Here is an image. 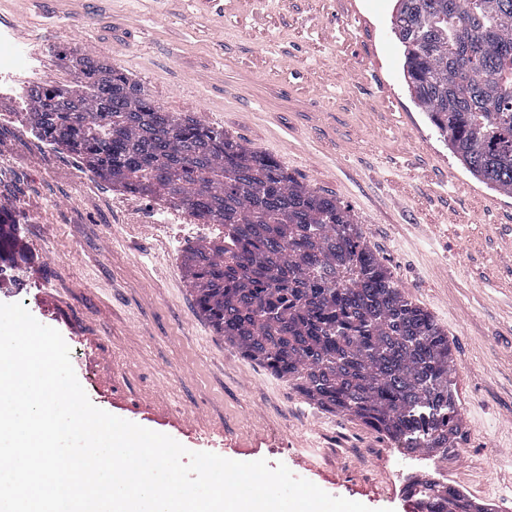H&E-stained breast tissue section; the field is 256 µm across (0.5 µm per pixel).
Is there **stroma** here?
Returning a JSON list of instances; mask_svg holds the SVG:
<instances>
[{"label": "stroma", "instance_id": "stroma-1", "mask_svg": "<svg viewBox=\"0 0 512 512\" xmlns=\"http://www.w3.org/2000/svg\"><path fill=\"white\" fill-rule=\"evenodd\" d=\"M396 0H0V215L16 242L0 303L56 328L90 401L191 451L285 464L373 512H406L401 476L441 473L512 512V197L481 183L415 105ZM53 13L75 42L47 43ZM124 67L166 111L271 155L349 210L404 296L448 333L464 439L410 454L225 344L181 261L217 237L159 198L88 172L23 121L24 86L76 82L72 45Z\"/></svg>", "mask_w": 512, "mask_h": 512}]
</instances>
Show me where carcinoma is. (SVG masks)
<instances>
[{
	"label": "carcinoma",
	"instance_id": "carcinoma-1",
	"mask_svg": "<svg viewBox=\"0 0 512 512\" xmlns=\"http://www.w3.org/2000/svg\"><path fill=\"white\" fill-rule=\"evenodd\" d=\"M392 32L416 104L478 180L512 197V0H397ZM73 88L27 89L26 121L128 193L158 196L224 236L188 247L198 313L312 405L409 453L448 458L464 433L443 330L408 301L336 198L185 112L87 49ZM438 512H490L456 488L417 490Z\"/></svg>",
	"mask_w": 512,
	"mask_h": 512
}]
</instances>
